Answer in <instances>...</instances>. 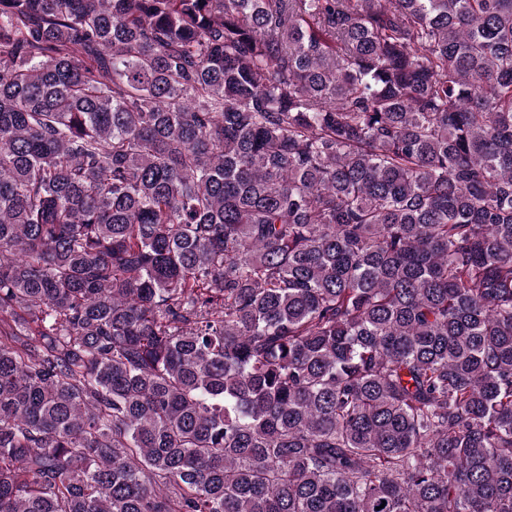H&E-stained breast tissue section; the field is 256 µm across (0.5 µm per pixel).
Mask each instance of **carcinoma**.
Masks as SVG:
<instances>
[{"instance_id": "obj_1", "label": "carcinoma", "mask_w": 512, "mask_h": 512, "mask_svg": "<svg viewBox=\"0 0 512 512\" xmlns=\"http://www.w3.org/2000/svg\"><path fill=\"white\" fill-rule=\"evenodd\" d=\"M0 512H512V0H0Z\"/></svg>"}]
</instances>
